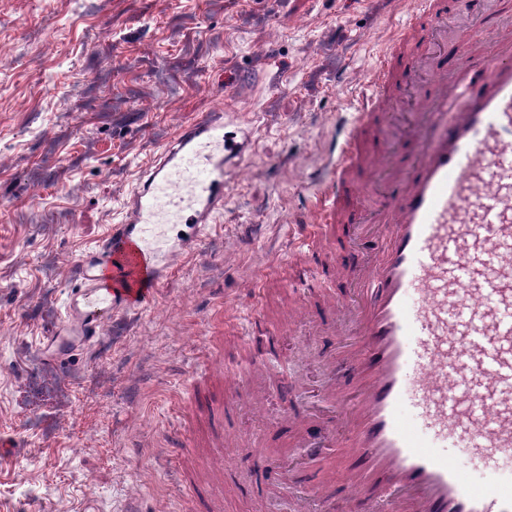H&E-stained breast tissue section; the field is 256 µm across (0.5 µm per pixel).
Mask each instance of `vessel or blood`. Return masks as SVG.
Segmentation results:
<instances>
[{"instance_id":"vessel-or-blood-1","label":"vessel or blood","mask_w":512,"mask_h":512,"mask_svg":"<svg viewBox=\"0 0 512 512\" xmlns=\"http://www.w3.org/2000/svg\"><path fill=\"white\" fill-rule=\"evenodd\" d=\"M455 7L472 24L450 44ZM400 99L420 120L393 166L365 136ZM355 112L294 240L310 266L336 252L342 289L313 316L329 336L324 399L345 428L303 440L293 477L328 512H512V29L485 0H415ZM242 150L216 113L181 130L76 266L45 362L66 365L102 314L143 308L179 253L200 249ZM170 224L193 232L170 244ZM346 312L350 344L336 331ZM459 447L482 478L450 461ZM335 459L338 471L307 482L305 465Z\"/></svg>"}]
</instances>
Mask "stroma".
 <instances>
[{
    "label": "stroma",
    "mask_w": 512,
    "mask_h": 512,
    "mask_svg": "<svg viewBox=\"0 0 512 512\" xmlns=\"http://www.w3.org/2000/svg\"><path fill=\"white\" fill-rule=\"evenodd\" d=\"M409 0H0V512H272L237 439L248 399L326 410L324 339L269 274L330 176L337 127ZM233 108L253 134L224 171V211L142 309L91 355L46 367L41 341L73 269L181 128ZM261 309L280 393L228 321ZM188 446L171 458L165 433Z\"/></svg>",
    "instance_id": "35a3bbf8"
}]
</instances>
